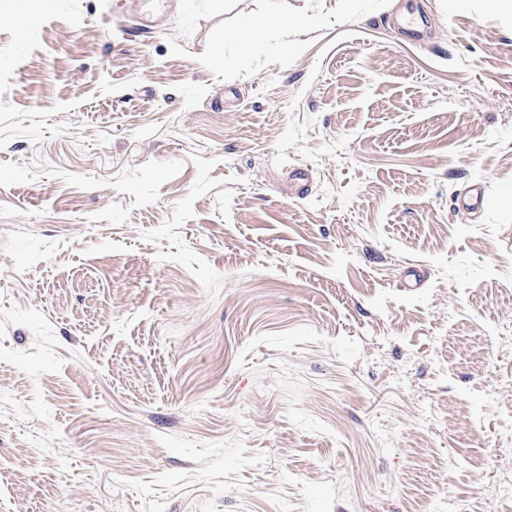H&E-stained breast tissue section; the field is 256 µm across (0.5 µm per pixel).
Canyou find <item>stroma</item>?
<instances>
[{
  "label": "stroma",
  "instance_id": "stroma-1",
  "mask_svg": "<svg viewBox=\"0 0 512 512\" xmlns=\"http://www.w3.org/2000/svg\"><path fill=\"white\" fill-rule=\"evenodd\" d=\"M0 65V512H512V0H0Z\"/></svg>",
  "mask_w": 512,
  "mask_h": 512
}]
</instances>
